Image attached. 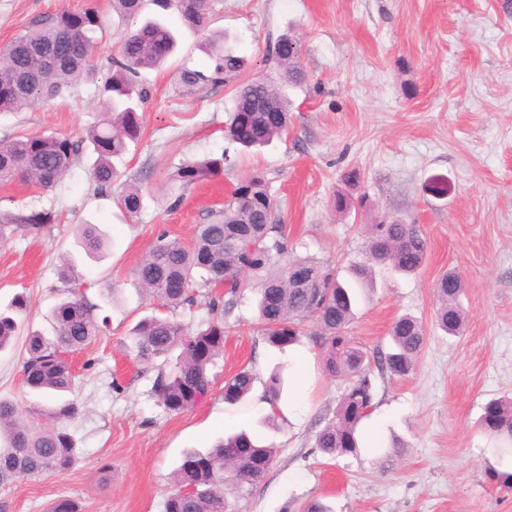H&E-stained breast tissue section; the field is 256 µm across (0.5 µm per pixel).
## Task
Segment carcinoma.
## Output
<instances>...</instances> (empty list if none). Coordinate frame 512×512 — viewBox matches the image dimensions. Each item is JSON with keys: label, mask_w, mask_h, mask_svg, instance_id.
I'll return each instance as SVG.
<instances>
[{"label": "carcinoma", "mask_w": 512, "mask_h": 512, "mask_svg": "<svg viewBox=\"0 0 512 512\" xmlns=\"http://www.w3.org/2000/svg\"><path fill=\"white\" fill-rule=\"evenodd\" d=\"M214 0H153L163 10L173 9L186 28L205 30ZM112 8L136 20L144 0H112ZM101 26V14L91 5L78 12H44L32 17L23 31L0 48V113L20 112L38 101L61 98L76 83L93 75L88 62ZM176 34L157 18H146L127 29L120 40L114 72L104 85L106 107L101 120L85 137L56 135L20 136L0 141V184L22 182L42 190L54 188L72 163L84 155L92 158L91 176L97 193L112 195L120 178L115 160L141 133V108L147 91L135 80L138 70L161 65L177 48ZM59 58L43 68L31 50ZM209 65L204 70L185 67L180 83L187 89L228 84L234 91V110L224 126V138L246 149L264 146L282 137L290 123V100L282 88L300 87L307 75L301 66V45L296 37L281 36L270 59L278 67L277 81L241 78L247 59L219 39H205ZM226 155L186 162L172 180L185 189L209 181L224 171ZM117 207L129 218L143 208L140 187L126 184L115 194ZM47 213L8 214L3 226L37 231L51 223ZM367 261L350 268V280L341 281L334 268L313 258H289L288 240L271 198L265 176L255 171L237 182L224 210L198 226L185 244L160 237L136 268L140 288L167 309L194 306L203 301L208 319L191 330L171 316H147L130 336L138 361L157 370L154 394L164 410L179 413L208 398L212 390L209 369L224 352V323L242 289L254 281L259 290L258 310L264 341L283 348L296 342L304 323L311 320L312 342L325 356V370L348 381L336 407L335 419L321 429L314 447L328 456L355 453L359 425L374 408L375 378H405L415 367L424 344L421 323L412 316L396 319L391 327L390 351L372 355L355 344L349 326L355 316L356 289L372 285L376 265H390L404 274L416 273L424 262L427 240L418 224L387 220L367 225ZM77 243L96 259L108 245L96 224L78 226ZM203 273L196 279L197 273ZM222 288L224 293L212 294ZM460 278L442 274L435 283L438 301L436 323L445 333L459 335L465 323L458 300ZM28 300L14 296L0 307V351L10 347L21 327ZM98 304L77 290L63 297L50 311L54 337H29L23 364L24 383L44 393L70 389V358L91 345L102 333ZM254 376L242 369L224 383V402L235 405L251 392ZM283 377L272 374L264 399L273 415ZM480 427L512 446V398L492 399L483 408ZM275 450L258 444L247 433L234 432L204 452L190 451L176 471L177 489L167 498L165 512H226L227 491L261 479ZM76 462L73 436L63 427L34 430L20 420L16 406L0 401V481L35 477L46 472L63 474Z\"/></svg>", "instance_id": "carcinoma-1"}]
</instances>
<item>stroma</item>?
<instances>
[{
	"label": "stroma",
	"instance_id": "obj_1",
	"mask_svg": "<svg viewBox=\"0 0 512 512\" xmlns=\"http://www.w3.org/2000/svg\"><path fill=\"white\" fill-rule=\"evenodd\" d=\"M84 4L0 0V47L33 16ZM98 4L96 77L64 97L0 113V140L77 138L99 122L100 88L129 23L110 0ZM165 19L178 28L180 49L163 67L140 70L149 93L143 132L120 167L122 182L142 189L138 217L126 220L112 198L97 194L84 158L47 191L0 185V216L53 217L41 230L0 239V305L18 294L29 300L19 335L0 351V399L36 426L49 424L47 406L78 405L63 422L74 436L75 465L62 475L0 483V512H49L64 497L81 512H165L183 453L206 450L230 430L247 431L277 453L259 481L229 492L228 512H301L316 498L334 512H512V490L493 477L512 472V458L478 427L486 402L512 396V0H219L203 33L181 28L176 14ZM216 31L247 58L250 79L270 73L268 48L281 35L301 42L308 81L288 92L287 133L258 152L241 153L224 138L230 86L189 94L179 83L181 65H206L200 44ZM220 155L227 161L219 177L172 190L176 167ZM255 170L278 203L290 254L330 264L340 279L364 260L365 226L374 217L416 222L427 238L417 274L376 267L373 291L359 295L350 334L367 352L388 350L391 324L405 314L421 321L425 341L408 377L377 379L358 454L330 457L315 448L345 384L318 363L299 380L297 361L315 346L306 335L282 349L264 343L254 289L242 292L228 319L210 396L191 409L164 411L152 392L155 370L127 346L141 317L168 314L137 283L145 252L162 235L190 242ZM438 181L445 195L433 193ZM339 193L351 196L350 210H335ZM85 223L112 240L102 260L76 243ZM68 255L106 325L73 355L72 391L50 398L24 386L21 361L29 334L53 335L48 314L72 284L61 274ZM448 271L463 284L458 336L434 323V284ZM279 367L292 417L270 424L265 382ZM244 368L256 376L253 390L244 403L228 405L224 382ZM395 437L403 448L393 458Z\"/></svg>",
	"mask_w": 512,
	"mask_h": 512
}]
</instances>
